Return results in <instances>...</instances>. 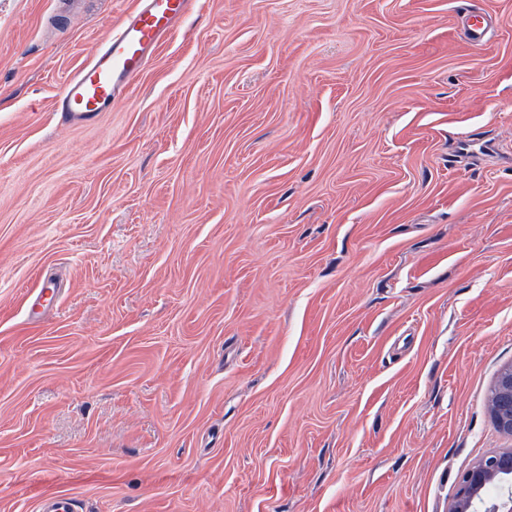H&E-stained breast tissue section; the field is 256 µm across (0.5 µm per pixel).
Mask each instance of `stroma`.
I'll return each instance as SVG.
<instances>
[{
  "label": "stroma",
  "instance_id": "stroma-1",
  "mask_svg": "<svg viewBox=\"0 0 512 512\" xmlns=\"http://www.w3.org/2000/svg\"><path fill=\"white\" fill-rule=\"evenodd\" d=\"M198 2L72 125L135 0H0V512H448L512 448V0ZM493 419L512 434V365L498 375L488 400Z\"/></svg>",
  "mask_w": 512,
  "mask_h": 512
}]
</instances>
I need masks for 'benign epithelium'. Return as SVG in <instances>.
I'll list each match as a JSON object with an SVG mask.
<instances>
[{"mask_svg": "<svg viewBox=\"0 0 512 512\" xmlns=\"http://www.w3.org/2000/svg\"><path fill=\"white\" fill-rule=\"evenodd\" d=\"M488 409L512 434V365L499 373ZM448 512H512V449L493 452L461 474Z\"/></svg>", "mask_w": 512, "mask_h": 512, "instance_id": "7a95c632", "label": "benign epithelium"}]
</instances>
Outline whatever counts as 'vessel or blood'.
<instances>
[{
	"instance_id": "1",
	"label": "vessel or blood",
	"mask_w": 512,
	"mask_h": 512,
	"mask_svg": "<svg viewBox=\"0 0 512 512\" xmlns=\"http://www.w3.org/2000/svg\"><path fill=\"white\" fill-rule=\"evenodd\" d=\"M193 0H137L102 41L94 57L77 70L53 101L67 123L86 124L125 98L156 48L170 37Z\"/></svg>"
}]
</instances>
